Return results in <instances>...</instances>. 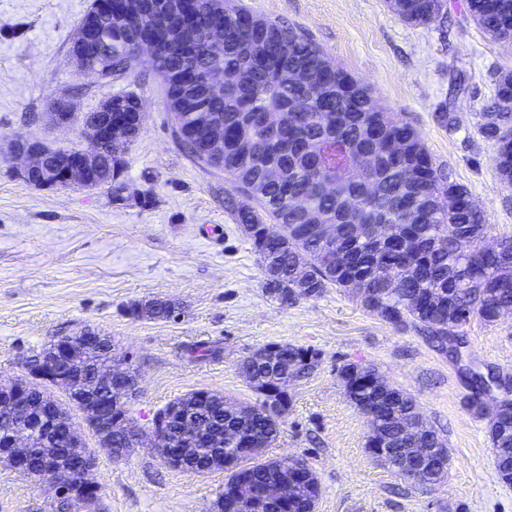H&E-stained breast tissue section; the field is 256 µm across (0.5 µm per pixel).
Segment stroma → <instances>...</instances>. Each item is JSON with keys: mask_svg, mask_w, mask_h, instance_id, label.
Wrapping results in <instances>:
<instances>
[{"mask_svg": "<svg viewBox=\"0 0 512 512\" xmlns=\"http://www.w3.org/2000/svg\"><path fill=\"white\" fill-rule=\"evenodd\" d=\"M91 3L0 0V148L12 137L54 149L82 144L79 124L50 122L59 98L83 114L133 91L145 109L122 169L102 188H37L0 156V379L23 376L24 359L58 337L94 329L137 369L141 387L129 410L146 430L157 410L194 390L258 402L239 362L268 343L300 345L318 362L289 386L291 408L266 455L309 462L321 491L316 512H512V485L496 474L487 418L465 405L471 390L458 364L338 289L288 306L273 299L251 241L224 208L230 181L180 145L150 59L120 83L73 62L70 45ZM237 3L306 29L337 67L414 126L484 209L491 238L512 235V187L500 181L494 147L478 132L494 73L512 70V43L466 18L464 0H446L443 19L419 27L400 21L385 0ZM454 71L466 75L465 91H453ZM443 109L453 126L438 122ZM152 299L175 303L174 316L128 314L131 304ZM462 334L470 359L512 376V314L472 320ZM194 344L218 346L221 355L189 357ZM346 363L375 368L417 398L447 442V474L434 488L408 483L368 450L369 423L337 377ZM96 478L98 512H213L225 476L174 469L139 448L122 460L99 454ZM58 510L47 485L0 465V512Z\"/></svg>", "mask_w": 512, "mask_h": 512, "instance_id": "35a3bbf8", "label": "stroma"}]
</instances>
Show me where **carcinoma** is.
Wrapping results in <instances>:
<instances>
[{
  "instance_id": "obj_1",
  "label": "carcinoma",
  "mask_w": 512,
  "mask_h": 512,
  "mask_svg": "<svg viewBox=\"0 0 512 512\" xmlns=\"http://www.w3.org/2000/svg\"><path fill=\"white\" fill-rule=\"evenodd\" d=\"M107 0H94L80 27L95 22L97 42L84 64L108 80L123 79L137 50L149 51L166 86V104L175 133L198 162L224 172L233 188L253 201L238 205L232 194L225 206L240 224H279L275 240L251 237L266 275L269 295L284 305L336 288L358 298L369 312L400 329H414L439 351L459 354L460 328L472 319L493 323L502 308H512V236L486 244L485 211L451 171L434 162L410 124L385 111L374 91L332 65L323 48L291 26L259 18L231 0H175L191 11V33L172 30L156 18L151 33L137 20L138 0H121L112 17L102 14ZM402 22L427 25L443 16L444 0H387ZM470 18L498 40H512V0H466ZM224 29V43L211 39ZM280 114L276 128L266 112ZM481 136L495 146V170L512 186V71H502L482 113ZM224 138V150L206 155L198 140ZM454 206L448 207V194ZM383 263L401 270L393 283L379 280ZM167 300L134 304L135 316L168 319ZM287 361L297 362L303 378L317 354L293 344L280 345ZM344 364L337 375L356 409L373 410L370 434L384 448H404L400 421L418 415L416 398L394 386L377 390L350 382ZM245 379L270 374L244 358ZM234 402L211 401L198 407L204 420L223 415L224 426L240 431L247 448H270L278 440L289 408L249 405L240 417ZM495 469L512 472V408L498 406L488 419ZM230 444L224 431L200 460ZM253 485L288 479L275 458L252 454L238 471L226 472L224 485L241 474Z\"/></svg>"
}]
</instances>
